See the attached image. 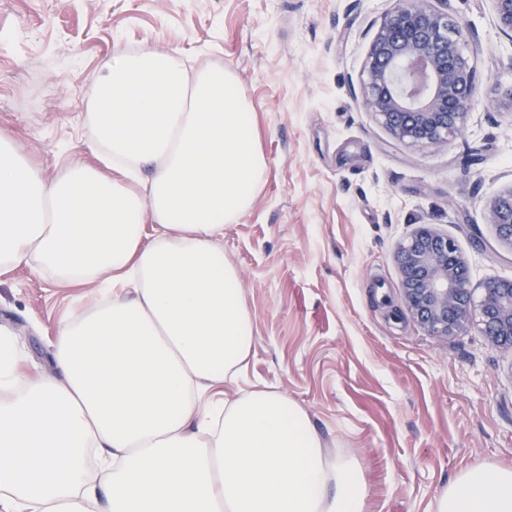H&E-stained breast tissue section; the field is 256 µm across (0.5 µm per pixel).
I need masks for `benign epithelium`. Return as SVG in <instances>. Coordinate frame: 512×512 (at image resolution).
<instances>
[{"label":"benign epithelium","mask_w":512,"mask_h":512,"mask_svg":"<svg viewBox=\"0 0 512 512\" xmlns=\"http://www.w3.org/2000/svg\"><path fill=\"white\" fill-rule=\"evenodd\" d=\"M492 3L498 29L512 39V0ZM446 5L448 0H396L363 66V106L394 138L415 146L448 145L479 97L465 52L468 30ZM486 218L512 244V189L490 201ZM395 261L404 308L424 331L448 337L475 326L492 345L512 349V280L475 288L455 241L428 224L398 243Z\"/></svg>","instance_id":"obj_1"}]
</instances>
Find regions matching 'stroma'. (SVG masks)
I'll list each match as a JSON object with an SVG mask.
<instances>
[{
  "mask_svg": "<svg viewBox=\"0 0 512 512\" xmlns=\"http://www.w3.org/2000/svg\"><path fill=\"white\" fill-rule=\"evenodd\" d=\"M393 0H0V130L45 174L89 156L92 76L150 44L224 66L254 114L267 169L224 226L254 344L216 399L270 388L309 414L331 457H355L363 512H436L466 468L512 469V351L478 330L428 335L394 260L419 225L448 235L473 283L512 279L486 204L512 188V109L476 107L441 148L395 139L361 104L370 41ZM473 37L480 94L512 86L491 0H450ZM83 287L0 273V327L27 371L54 367V328Z\"/></svg>",
  "mask_w": 512,
  "mask_h": 512,
  "instance_id": "1",
  "label": "stroma"
}]
</instances>
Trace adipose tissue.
Here are the masks:
<instances>
[{
	"mask_svg": "<svg viewBox=\"0 0 512 512\" xmlns=\"http://www.w3.org/2000/svg\"><path fill=\"white\" fill-rule=\"evenodd\" d=\"M93 85L92 162L49 176L0 132V269L99 294L57 324L53 374L0 333V512H363L357 461L293 400L207 397L254 341L224 226L266 160L236 77L154 45ZM436 512H512V469H467Z\"/></svg>",
	"mask_w": 512,
	"mask_h": 512,
	"instance_id": "obj_1",
	"label": "adipose tissue"
}]
</instances>
